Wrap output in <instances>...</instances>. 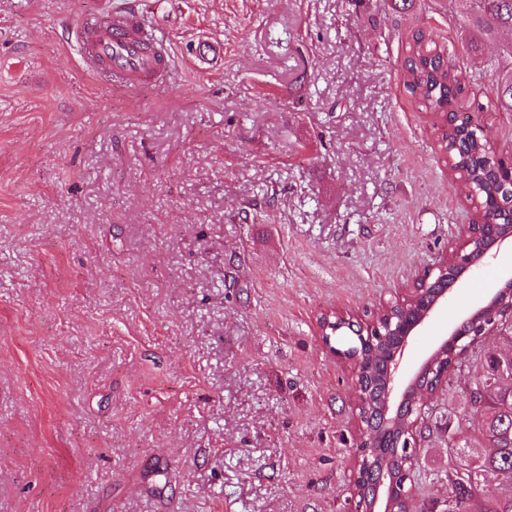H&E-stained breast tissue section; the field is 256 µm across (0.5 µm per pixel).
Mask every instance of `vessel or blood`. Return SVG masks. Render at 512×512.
<instances>
[{
  "mask_svg": "<svg viewBox=\"0 0 512 512\" xmlns=\"http://www.w3.org/2000/svg\"><path fill=\"white\" fill-rule=\"evenodd\" d=\"M88 71H111L113 79L149 87L169 80L172 57L162 52L146 14L131 9H106L101 19L85 23L76 32Z\"/></svg>",
  "mask_w": 512,
  "mask_h": 512,
  "instance_id": "1",
  "label": "vessel or blood"
}]
</instances>
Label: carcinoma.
I'll list each match as a JSON object with an SVG mask.
<instances>
[{"mask_svg":"<svg viewBox=\"0 0 512 512\" xmlns=\"http://www.w3.org/2000/svg\"><path fill=\"white\" fill-rule=\"evenodd\" d=\"M451 4L466 43L475 49L503 30L512 32V0H451ZM495 70L503 72L492 84L499 111L512 112V45L500 54ZM406 87L426 111L451 113L454 133L448 134V152L453 169L458 177L476 183L485 196L502 201L496 210L486 212L483 220L505 223L512 213L505 207L512 200V188L485 167L482 157L486 140L477 141L465 135L466 129L480 127V119L473 112L453 109L462 83L459 74L448 65L446 50L422 35L417 37L408 60ZM390 342L388 336L375 340V351L364 359L361 371L380 377ZM381 394L377 391L369 403L368 411L375 417L376 427L374 435L362 441L361 448L376 465L398 473L409 467L405 449L396 446L404 416L397 415L391 423L381 426ZM470 401L482 405L484 420L457 446V451L471 462L448 472L449 491H456L464 481L479 488L491 480L504 489L492 499L477 496L466 504L450 500L448 512H512V353L488 356L483 372L473 380Z\"/></svg>","mask_w":512,"mask_h":512,"instance_id":"1","label":"carcinoma"}]
</instances>
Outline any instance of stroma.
Listing matches in <instances>:
<instances>
[{
  "instance_id": "obj_1",
  "label": "stroma",
  "mask_w": 512,
  "mask_h": 512,
  "mask_svg": "<svg viewBox=\"0 0 512 512\" xmlns=\"http://www.w3.org/2000/svg\"><path fill=\"white\" fill-rule=\"evenodd\" d=\"M146 12L168 86L117 91L75 32ZM494 109L448 0H0V512H344L350 366L316 319L421 276L474 216L406 87L418 33ZM222 47L211 69L204 46ZM512 272L503 245L413 336L411 372ZM503 322L423 405L412 512H445L464 395Z\"/></svg>"
}]
</instances>
